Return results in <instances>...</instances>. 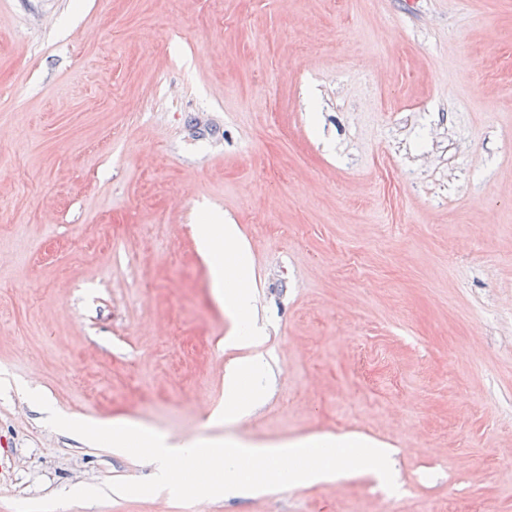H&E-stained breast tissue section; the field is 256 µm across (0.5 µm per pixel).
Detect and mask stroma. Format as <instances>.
<instances>
[{
    "label": "stroma",
    "mask_w": 512,
    "mask_h": 512,
    "mask_svg": "<svg viewBox=\"0 0 512 512\" xmlns=\"http://www.w3.org/2000/svg\"><path fill=\"white\" fill-rule=\"evenodd\" d=\"M237 225L267 331L196 243ZM263 401L209 422L228 365ZM75 420L394 449L330 483L60 512H512V0H0V512L153 464Z\"/></svg>",
    "instance_id": "stroma-1"
}]
</instances>
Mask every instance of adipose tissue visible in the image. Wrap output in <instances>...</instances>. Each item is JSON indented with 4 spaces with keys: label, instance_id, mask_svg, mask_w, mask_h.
<instances>
[{
    "label": "adipose tissue",
    "instance_id": "1",
    "mask_svg": "<svg viewBox=\"0 0 512 512\" xmlns=\"http://www.w3.org/2000/svg\"><path fill=\"white\" fill-rule=\"evenodd\" d=\"M199 251L208 263L218 300L235 320V339L260 341L264 329L253 319L249 289V253L233 224H204L199 229ZM265 363L254 357L227 367L224 375V406L212 412L211 421L233 423L249 415L263 392Z\"/></svg>",
    "mask_w": 512,
    "mask_h": 512
}]
</instances>
